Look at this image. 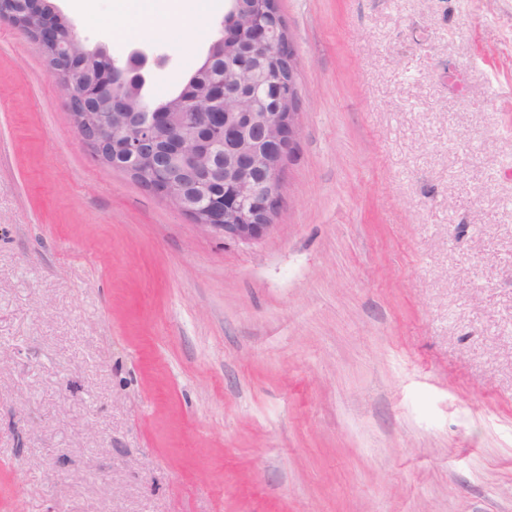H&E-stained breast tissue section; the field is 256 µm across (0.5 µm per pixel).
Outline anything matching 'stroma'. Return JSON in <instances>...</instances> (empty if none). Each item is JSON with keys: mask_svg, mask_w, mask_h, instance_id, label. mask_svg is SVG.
<instances>
[{"mask_svg": "<svg viewBox=\"0 0 512 512\" xmlns=\"http://www.w3.org/2000/svg\"><path fill=\"white\" fill-rule=\"evenodd\" d=\"M88 46L206 36L53 0ZM303 89L244 244L94 160L0 23V512H512V0H278Z\"/></svg>", "mask_w": 512, "mask_h": 512, "instance_id": "35a3bbf8", "label": "stroma"}]
</instances>
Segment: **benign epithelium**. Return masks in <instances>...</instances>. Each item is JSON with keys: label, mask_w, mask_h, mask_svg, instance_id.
I'll return each mask as SVG.
<instances>
[{"label": "benign epithelium", "mask_w": 512, "mask_h": 512, "mask_svg": "<svg viewBox=\"0 0 512 512\" xmlns=\"http://www.w3.org/2000/svg\"><path fill=\"white\" fill-rule=\"evenodd\" d=\"M4 20L41 46L82 142L99 163H112V149L122 151L125 169L145 180V190L195 225L204 216L201 227L223 233L228 241L251 243L273 227L284 164L297 143L301 102L294 49L289 35H279L283 21L276 0H240L224 21L217 50L181 89L177 107L207 129L204 140L187 138L160 105L145 102L132 109L122 98L123 90L144 84L152 64L146 52L134 50L118 61L98 47L93 50L95 64H90L87 55L76 51L81 39L73 25L62 24L51 0H0V22ZM226 44L250 47L252 59L226 70L214 65ZM258 75L277 89L272 109H259L242 92ZM201 81L209 87L204 96L198 90ZM101 105L110 113L109 121L87 129L90 112ZM257 125L266 146L248 155L242 143ZM257 165L267 174L264 187L252 176Z\"/></svg>", "instance_id": "benign-epithelium-1"}]
</instances>
